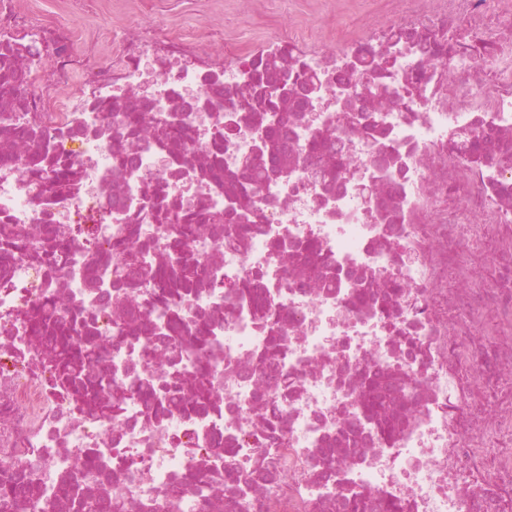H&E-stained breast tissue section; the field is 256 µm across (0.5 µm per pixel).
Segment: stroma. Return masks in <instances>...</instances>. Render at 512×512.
Segmentation results:
<instances>
[{
	"instance_id": "stroma-1",
	"label": "stroma",
	"mask_w": 512,
	"mask_h": 512,
	"mask_svg": "<svg viewBox=\"0 0 512 512\" xmlns=\"http://www.w3.org/2000/svg\"><path fill=\"white\" fill-rule=\"evenodd\" d=\"M19 2L37 23L67 29L80 48L104 60L130 28L188 37L219 60L230 45L257 51L292 39L324 48L336 30L389 21L374 12L372 0H362L354 14L344 12L340 0H98L85 12L71 11L62 0Z\"/></svg>"
}]
</instances>
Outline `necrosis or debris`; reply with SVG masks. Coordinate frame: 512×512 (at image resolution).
I'll use <instances>...</instances> for the list:
<instances>
[{
	"label": "necrosis or debris",
	"instance_id": "obj_1",
	"mask_svg": "<svg viewBox=\"0 0 512 512\" xmlns=\"http://www.w3.org/2000/svg\"><path fill=\"white\" fill-rule=\"evenodd\" d=\"M500 2L375 0L388 70L349 29L330 52L268 49L277 76L305 74L288 168L267 165L235 230L177 251L167 213L227 210L209 159L231 182L260 154L264 113L224 110L258 96L247 69L138 29L102 62L0 0V68L28 88L14 124L75 183L41 195L0 136V224L31 243L0 262V483L51 512H512V69L480 44L493 28L512 48ZM131 115L180 123L188 155L115 148ZM90 216L113 235L80 233ZM119 228L141 274L116 258ZM189 264L207 278L164 287ZM71 336L103 343L92 375L123 390L120 415L56 377Z\"/></svg>",
	"mask_w": 512,
	"mask_h": 512
}]
</instances>
